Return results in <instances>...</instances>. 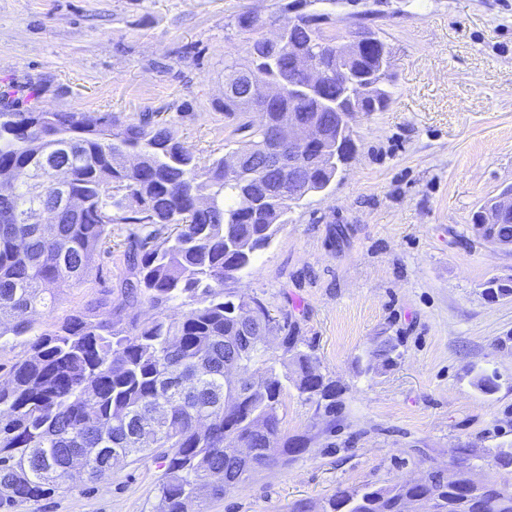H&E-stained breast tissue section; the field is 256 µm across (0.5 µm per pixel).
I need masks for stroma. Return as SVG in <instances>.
I'll return each instance as SVG.
<instances>
[{"instance_id": "1", "label": "stroma", "mask_w": 512, "mask_h": 512, "mask_svg": "<svg viewBox=\"0 0 512 512\" xmlns=\"http://www.w3.org/2000/svg\"><path fill=\"white\" fill-rule=\"evenodd\" d=\"M287 0H0V87L38 88L41 108L148 120L201 161L231 151L224 61L247 62L238 14L278 17ZM339 30L363 23L386 39L395 75L386 111L352 122L356 148L326 191L294 207L271 244L232 282L273 316L296 322L317 370L335 381L336 427L294 388L281 430L305 452L254 473L204 512H289L337 488L387 484L456 449L512 443V296L488 299V280L512 283V248L486 242L472 214L512 185V0H303ZM136 224L112 227L85 280L37 313L54 328L89 306L114 320L152 315L125 301ZM400 356L365 373L376 337ZM497 372L486 395L473 381ZM164 472L125 460L101 478L17 512H156Z\"/></svg>"}]
</instances>
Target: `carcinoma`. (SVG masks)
<instances>
[{
	"label": "carcinoma",
	"mask_w": 512,
	"mask_h": 512,
	"mask_svg": "<svg viewBox=\"0 0 512 512\" xmlns=\"http://www.w3.org/2000/svg\"><path fill=\"white\" fill-rule=\"evenodd\" d=\"M268 17L254 10L238 17L248 34L251 61H224V79L239 71L283 84V94L255 124L233 97H224V115L234 132L247 134L233 153L254 160L237 179L224 172V158L201 164L167 129L149 122L116 124L110 114L39 112L0 93V169L26 168L51 158L72 166V192L87 205L77 220L61 218L44 232L36 224H10L6 213H20L50 198L18 187L0 202V313L12 308L32 312L54 304L52 288L81 283L114 224H147L149 229L129 253L127 296L154 306L173 302L187 308L178 319L162 313L121 326L86 313L68 316L56 329L40 331L31 321L0 320V341L26 342L27 353L11 365L10 380L0 384V512L33 505L66 489L72 460L100 455L85 469L90 480L103 473L107 458L134 449L164 468L158 484L159 512H189V506L219 500L239 488L252 473L304 451V444L281 434L279 408L284 389L299 394L336 417V383L317 372L312 354L301 348L295 327L275 323L281 333L275 352L253 337L264 333L272 314L258 297L247 299L224 290L230 271L246 270L288 223V212L306 197L301 182L323 189L336 178L340 159L322 143L298 153L301 181H288L280 196L269 193L262 170L268 130L305 112L336 141V112L354 102L367 112L384 111L393 96L387 43L354 59L339 49L360 31L333 33L322 14H301L286 29V41L317 59L324 69H347L348 84L325 81L323 101L288 93V48L273 53L262 43L260 26ZM472 219L491 225V236L512 241V215ZM400 346L382 336L370 352L364 372L386 366ZM235 364L236 386H224V365ZM200 372V386L180 394L171 387L178 372ZM474 386L485 394L498 387L496 373H481ZM167 401L171 410L141 436L145 416ZM277 447H270V444ZM253 449L250 464L236 450ZM490 455L495 465L512 468V444ZM478 448L457 449L454 479L430 471L417 485L396 481L338 488L320 504L298 501L290 512H409L410 503L438 498L442 512H469L473 497V460ZM475 512H512V492L491 479Z\"/></svg>",
	"instance_id": "carcinoma-1"
}]
</instances>
